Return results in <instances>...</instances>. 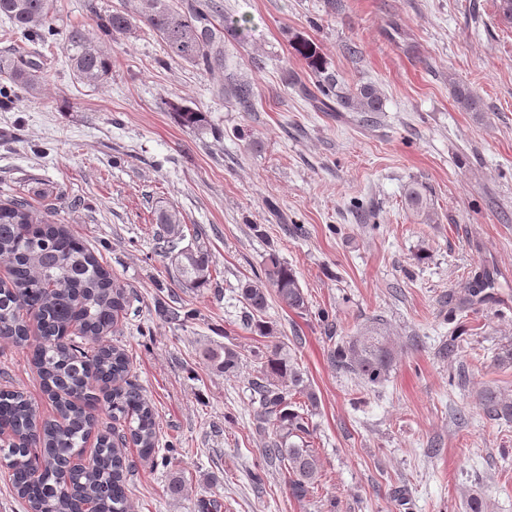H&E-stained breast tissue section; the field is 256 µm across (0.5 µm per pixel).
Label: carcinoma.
I'll return each instance as SVG.
<instances>
[{
	"instance_id": "obj_1",
	"label": "carcinoma",
	"mask_w": 512,
	"mask_h": 512,
	"mask_svg": "<svg viewBox=\"0 0 512 512\" xmlns=\"http://www.w3.org/2000/svg\"><path fill=\"white\" fill-rule=\"evenodd\" d=\"M212 8L210 0H198L185 8L175 0H149L140 22L159 37L170 59L213 72L224 68V37L241 39L244 28L234 19L215 26ZM55 15L56 0H0V19L23 35L39 42L62 36L67 65L78 82L97 86L106 81L112 75V56L98 41L131 30L136 26L133 18L122 12L96 15L95 39L81 27L59 32L54 27ZM292 48L318 77L322 111H382L380 92L370 84L350 87L327 73L313 42L298 39ZM5 75L11 86L0 87V107L14 103L22 92L31 97L38 94L42 77L36 61L22 58ZM232 98L241 109L250 111L255 98L252 84H237ZM169 107L182 126L197 133L207 129L204 112L172 102ZM405 201L416 211L427 209L424 187L417 182L408 185ZM55 215L53 204H46L40 214L23 197L0 204V261L9 270V278L0 280V339L29 350L43 389L66 426L40 419L23 393L0 389V425L15 435L14 441L0 448V456L16 494L28 502L32 512H78L84 501L91 502L95 512H130L132 464L126 462V445L133 444L142 458L150 459L155 457L158 440L153 405L127 379V353L105 342L107 336L121 333L120 317L129 307L127 289L112 278L94 252L52 222ZM156 223L163 225L157 245L172 254L179 285L208 286L212 276L208 250L199 244L178 249L183 229L176 212L158 210ZM272 292L289 309L308 307L296 272L274 250L266 254L256 279L242 288L241 297L253 312L262 313ZM31 316L38 322L39 335L34 338L28 323ZM204 356L226 374L236 372L241 363L240 353L226 346L208 348ZM331 360L337 368L375 385L385 380L394 353L388 337L370 327L336 346ZM252 385L257 394L255 421L259 428L269 426L273 432L265 457L279 462L290 494L303 500L317 488L321 477L319 460L306 440L309 412L317 407L316 393L279 341L267 346L260 375ZM98 386L106 389L105 410L121 430L99 434L88 462L67 469L63 460L84 447L95 427L92 410L96 409L94 390ZM297 394L306 401H293ZM479 401L491 416L512 419V402L493 391L482 390ZM35 465L41 475L32 482L28 475Z\"/></svg>"
}]
</instances>
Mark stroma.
Wrapping results in <instances>:
<instances>
[{"label":"stroma","mask_w":512,"mask_h":512,"mask_svg":"<svg viewBox=\"0 0 512 512\" xmlns=\"http://www.w3.org/2000/svg\"><path fill=\"white\" fill-rule=\"evenodd\" d=\"M215 24L239 20L212 73L169 60L147 27L103 40L112 74L89 88L63 64L61 43L29 40L0 20V66L40 62L35 98L0 108V200L55 187L62 226L134 293L116 342L130 378L152 402L169 465L141 460L131 512H512V422L488 416L479 391L512 401V24L498 0H216ZM147 0H57L58 29L95 31V13L140 18ZM312 39L330 71L383 97L371 121L322 112L284 81L316 77L297 57ZM263 68H255L254 59ZM247 81L253 111L226 93ZM481 109L467 112L457 87ZM206 112L204 133L182 127L166 104ZM429 207L405 203L411 182ZM178 213L183 245L201 240L213 285L178 287L156 251L158 208ZM277 250L308 299L298 312L269 298L263 315L287 343L318 397L309 442L321 467L316 493L298 500L266 463L272 431L252 413L251 381L267 338L246 325L242 287ZM489 278L471 296L467 285ZM164 301L181 318L155 312ZM374 325L395 355L367 385L336 368V343ZM457 337L458 350L444 347ZM226 345L237 373L203 359ZM23 392L44 419L56 411L24 352L0 340V387ZM261 473L254 484L253 473ZM184 492L171 494L172 480ZM403 489V500L392 497Z\"/></svg>","instance_id":"stroma-1"}]
</instances>
